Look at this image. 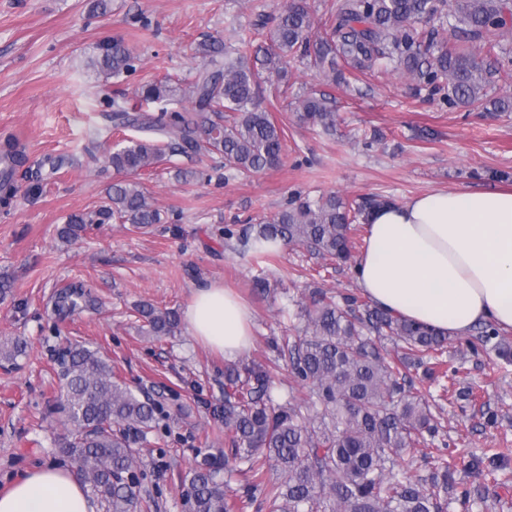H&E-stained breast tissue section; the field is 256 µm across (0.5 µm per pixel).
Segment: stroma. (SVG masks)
I'll return each instance as SVG.
<instances>
[{"mask_svg":"<svg viewBox=\"0 0 512 512\" xmlns=\"http://www.w3.org/2000/svg\"><path fill=\"white\" fill-rule=\"evenodd\" d=\"M92 4L0 0V138L15 136L28 155L13 207L0 214V278L12 283L0 295V340L26 343L16 360L0 359V494L34 467L61 466L55 442L69 426L53 411L64 394L56 359L81 343L99 350L138 396L164 408L153 428L134 437L138 512H188L182 489L195 460L232 453L213 414L224 402L226 362L185 327L146 335L135 304L181 312L209 283L233 289L253 317V345L243 358L269 365L270 396L285 402L289 362L273 346L297 335V301L316 287H359L348 265L316 277L322 259L300 246L254 262L225 231L245 234L250 220L273 216L296 195L403 202L436 190L512 188V113L448 105L398 70L358 73L335 87L294 58L288 93L272 109L286 133L279 167L186 182L177 170L198 169V162L172 156L141 177L161 223L140 231L102 224L66 243L58 228L70 215L97 210L117 179L106 157L123 137L105 118V99L122 90L135 105L141 83L168 76L175 95L151 109L183 108L181 90L201 64L193 46L217 39L237 48L259 15L277 14L283 0H110L99 16ZM113 38L137 56V70L106 81L86 61L97 43ZM313 90L335 99V130L299 120L295 100ZM258 276L270 294L253 293ZM77 280L100 308L58 320L53 297ZM448 350L460 368L455 386L423 394L443 419L456 480L470 492L469 508L454 501L448 512H512V368L497 369L494 355L472 354L453 337ZM462 391L470 400L459 399Z\"/></svg>","mask_w":512,"mask_h":512,"instance_id":"stroma-1","label":"stroma"}]
</instances>
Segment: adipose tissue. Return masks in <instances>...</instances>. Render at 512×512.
<instances>
[{"mask_svg": "<svg viewBox=\"0 0 512 512\" xmlns=\"http://www.w3.org/2000/svg\"><path fill=\"white\" fill-rule=\"evenodd\" d=\"M357 284L375 307L453 336L492 322L512 329V192L433 191L374 210ZM190 335L238 359L251 346L247 307L223 285L197 289ZM70 471L30 470L0 495V512H96Z\"/></svg>", "mask_w": 512, "mask_h": 512, "instance_id": "obj_1", "label": "adipose tissue"}]
</instances>
